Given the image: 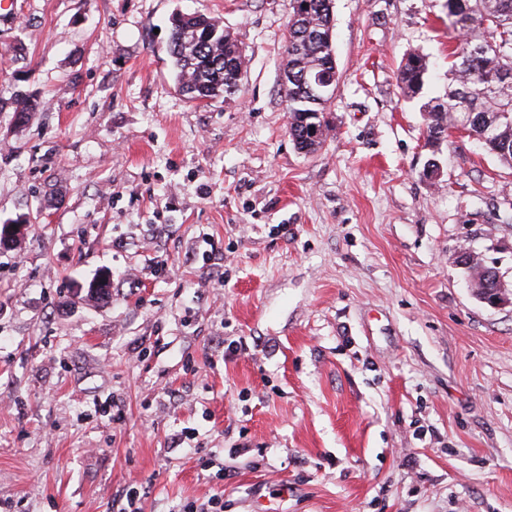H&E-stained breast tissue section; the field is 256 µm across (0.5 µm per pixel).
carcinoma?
Returning a JSON list of instances; mask_svg holds the SVG:
<instances>
[{"label":"carcinoma","instance_id":"carcinoma-1","mask_svg":"<svg viewBox=\"0 0 512 512\" xmlns=\"http://www.w3.org/2000/svg\"><path fill=\"white\" fill-rule=\"evenodd\" d=\"M288 22L282 98L288 113V134L306 153L320 149L328 129L324 114L332 97L309 93L305 75L334 77L333 0H295ZM448 27L456 44L448 54L444 95L420 106L429 145L448 142L453 120L469 114V135L512 168V0H446ZM170 57L173 79L192 102L234 98L245 61L237 40L203 14L172 17ZM430 61L413 52L400 63L397 84L403 96L415 99L429 77Z\"/></svg>","mask_w":512,"mask_h":512}]
</instances>
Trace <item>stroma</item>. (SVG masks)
Masks as SVG:
<instances>
[{
    "mask_svg": "<svg viewBox=\"0 0 512 512\" xmlns=\"http://www.w3.org/2000/svg\"><path fill=\"white\" fill-rule=\"evenodd\" d=\"M178 12L236 39V98L178 91ZM15 13L0 224H30L0 247V512H117L131 485L143 512L216 494L224 512H512V305L478 301L455 261L470 246L512 281V169L464 131L433 152L396 82L417 51L442 93L445 0H334L312 154L280 94L293 0ZM20 92L38 101L21 124Z\"/></svg>",
    "mask_w": 512,
    "mask_h": 512,
    "instance_id": "stroma-1",
    "label": "stroma"
}]
</instances>
